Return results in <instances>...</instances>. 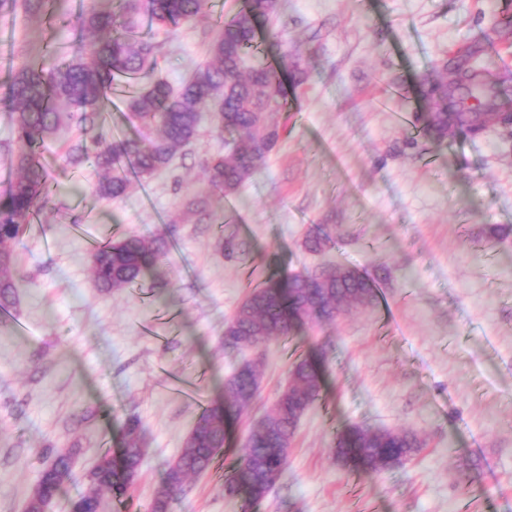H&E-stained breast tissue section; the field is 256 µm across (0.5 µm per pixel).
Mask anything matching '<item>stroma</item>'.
<instances>
[{"label":"stroma","mask_w":512,"mask_h":512,"mask_svg":"<svg viewBox=\"0 0 512 512\" xmlns=\"http://www.w3.org/2000/svg\"><path fill=\"white\" fill-rule=\"evenodd\" d=\"M242 2L219 0L216 12L154 31L157 76L180 85ZM260 31L263 61L300 56L307 78L285 75L278 141L236 194L208 196L204 220L185 210L205 161L224 151L209 123L169 168L112 202L94 195L95 168H65L78 137L69 117L41 147L54 195L16 247L25 286L14 320H0V512H24L60 454L73 477L54 510L69 512L89 470L122 447L130 417L146 454L119 499L150 512L200 403L222 400L246 359L262 378L230 423V451L169 509L243 512L224 477L300 356L324 366L327 386L257 512H512V235L490 232L512 226V132L493 125L437 143L422 95L423 78L443 66L457 73L449 111H488L491 98L468 91L483 68L493 91L512 95V0H280ZM74 37L21 6L0 14V191L15 178L8 86L23 66L52 67ZM319 228L332 242L308 251L304 238ZM129 233L166 236L172 249L139 284L105 294L83 240ZM336 264L375 282L372 306L225 350L224 325L251 287ZM175 377L200 400L177 394ZM352 425L411 429L424 445L367 478L331 452Z\"/></svg>","instance_id":"stroma-1"}]
</instances>
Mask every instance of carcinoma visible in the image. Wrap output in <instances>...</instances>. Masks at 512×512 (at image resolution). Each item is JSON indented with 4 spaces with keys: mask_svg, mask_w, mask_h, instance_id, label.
I'll use <instances>...</instances> for the list:
<instances>
[{
    "mask_svg": "<svg viewBox=\"0 0 512 512\" xmlns=\"http://www.w3.org/2000/svg\"><path fill=\"white\" fill-rule=\"evenodd\" d=\"M206 0H112L107 11L93 6L76 17L58 14L63 22L76 23L72 50L46 71L24 67L11 83L6 98L17 145L10 158L16 177L0 193V308L13 306L22 283L15 275V246L50 200L48 175L39 158L40 147L58 127L61 112L75 121L81 138L70 146L65 166L86 164L102 172L93 189L105 201L125 196L132 182L123 162L130 160L139 180L166 168L198 134L202 114L209 113L213 128L224 136V154L204 163L205 189L233 194L254 174L279 137L273 116L287 107L280 70L292 69L302 77L299 60L283 56L277 67L256 62L262 54L256 37L259 19L277 9V0H244L242 7L224 19L210 47V60L193 68L180 88L151 79L157 45L142 33L141 20L162 27L190 21L201 14ZM129 75L137 88L125 107L129 118L152 137H112L105 105L113 82ZM430 112L427 130L439 143L448 132L481 131L488 120L512 125V98L493 105L492 112L448 111V81L429 83ZM170 242L163 236L130 234L99 246L91 256V270L104 293L121 291L141 282L166 257ZM376 300L374 283L363 275L347 272L327 275L314 284L302 274L285 279L269 278L255 286L224 328V348L230 351L259 347L287 336L302 323L332 322L344 310L368 307ZM262 373L252 361H244L224 381V402L213 403L197 416L178 457L169 464L165 482L154 496L151 512H169L170 502L186 480L209 470L224 455L226 423L254 400ZM291 384L280 392L266 416L254 426L239 449L234 474L224 480V492L240 493L245 477L247 505L265 498L288 463L290 445L301 415L322 396V370L308 357L297 358L290 371ZM125 448L121 462L103 456L89 476L88 490L71 502V512H94L103 490H124L139 474L146 449L142 448L138 421L123 425ZM333 456L368 477L409 460L422 447L418 434L409 429L372 430L350 426L336 433ZM72 463L59 455L41 473L29 499V512L42 507L71 479Z\"/></svg>",
    "mask_w": 512,
    "mask_h": 512,
    "instance_id": "obj_1",
    "label": "carcinoma"
}]
</instances>
